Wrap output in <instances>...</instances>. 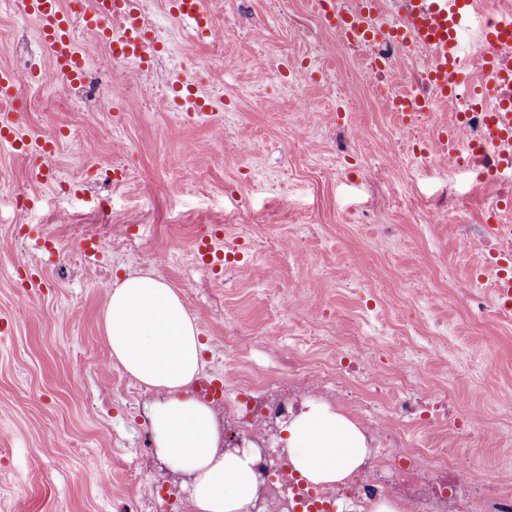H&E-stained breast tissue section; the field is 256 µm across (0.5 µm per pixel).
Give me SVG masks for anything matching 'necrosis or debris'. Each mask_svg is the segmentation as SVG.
<instances>
[{
  "label": "necrosis or debris",
  "instance_id": "4bbe7bcc",
  "mask_svg": "<svg viewBox=\"0 0 512 512\" xmlns=\"http://www.w3.org/2000/svg\"><path fill=\"white\" fill-rule=\"evenodd\" d=\"M321 387H313L308 373L288 377L287 393L265 398L260 418L248 420L238 406V397L246 385L224 389V408L235 413L239 432L245 441L261 439L268 427L294 416L304 398L319 392L339 406H354L369 448L365 466L346 482L333 488L308 487L299 483L288 468H272L265 457H258L256 472L263 485L286 488L276 512H296L299 503L332 505L348 502L350 512H368L370 504L381 497L397 496L410 504L414 512H512V489L493 482L481 469L468 477L451 474L455 466L449 458L447 440L412 447L404 434L410 426L430 429L442 426L457 429L458 421L447 413L435 393L425 390L407 374H400L392 394L398 420L392 426H380L378 410L371 398L378 386L367 367L337 351L336 359L321 377Z\"/></svg>",
  "mask_w": 512,
  "mask_h": 512
}]
</instances>
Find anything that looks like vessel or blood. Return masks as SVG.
<instances>
[{
    "label": "vessel or blood",
    "instance_id": "vessel-or-blood-1",
    "mask_svg": "<svg viewBox=\"0 0 512 512\" xmlns=\"http://www.w3.org/2000/svg\"><path fill=\"white\" fill-rule=\"evenodd\" d=\"M321 19L328 28L355 45L367 44L390 33L425 47L428 64L424 76L438 100L457 93L460 77L472 62L463 51V34L477 29L489 54L475 65L480 74L469 96L497 93L482 140L487 153L494 156L497 169H512V12L486 21L476 0H410L395 25L379 20L372 0H353L351 7L338 0H318ZM20 9L33 17L41 42L48 51L52 68L39 72L38 82L62 76L70 82L82 80L86 71L84 55L76 47V28L97 34L118 58L146 59L155 38L145 23L140 0H19ZM169 11L196 35L207 36L211 27L206 17V0H169ZM429 100L402 95L395 102L401 122L413 121L430 111ZM443 156L452 157L466 150L469 142L449 127L438 136Z\"/></svg>",
    "mask_w": 512,
    "mask_h": 512
}]
</instances>
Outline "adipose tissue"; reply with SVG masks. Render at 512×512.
Here are the masks:
<instances>
[{
	"instance_id": "adipose-tissue-1",
	"label": "adipose tissue",
	"mask_w": 512,
	"mask_h": 512,
	"mask_svg": "<svg viewBox=\"0 0 512 512\" xmlns=\"http://www.w3.org/2000/svg\"><path fill=\"white\" fill-rule=\"evenodd\" d=\"M103 328L113 360L161 395L148 413L156 454L190 477L194 512H256L255 448L221 450L212 408L189 394L204 345L181 296L159 274L127 276L113 285ZM280 429L289 462L309 484L344 482L366 459L359 427L325 402L305 401Z\"/></svg>"
}]
</instances>
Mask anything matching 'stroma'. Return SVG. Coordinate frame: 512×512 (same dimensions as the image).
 Returning <instances> with one entry per match:
<instances>
[{"label": "stroma", "instance_id": "stroma-1", "mask_svg": "<svg viewBox=\"0 0 512 512\" xmlns=\"http://www.w3.org/2000/svg\"><path fill=\"white\" fill-rule=\"evenodd\" d=\"M200 40L144 0L165 49L145 71L114 66L78 32L93 75L121 85L113 111L77 92L20 83L10 121L49 141L47 159L0 146V512H193L188 478L155 454L147 412L159 393L125 373L104 341L116 279L154 272L182 297L207 348L201 377L277 386L288 360L330 365L337 344L381 337L380 386L396 373L448 393L459 415L512 431V310L495 305L486 227L512 224L470 200L475 176L414 155L434 134L391 111L425 65L399 49L376 87L312 0H208ZM47 69L33 19L0 7V69ZM210 104L207 121L171 107L177 77ZM310 111H300L301 99ZM196 163L178 167L184 143ZM47 183L32 185L40 163ZM38 195L18 214V195ZM230 238L226 271L198 245ZM95 238L98 261L82 241ZM512 486V441L454 449Z\"/></svg>", "mask_w": 512, "mask_h": 512}]
</instances>
